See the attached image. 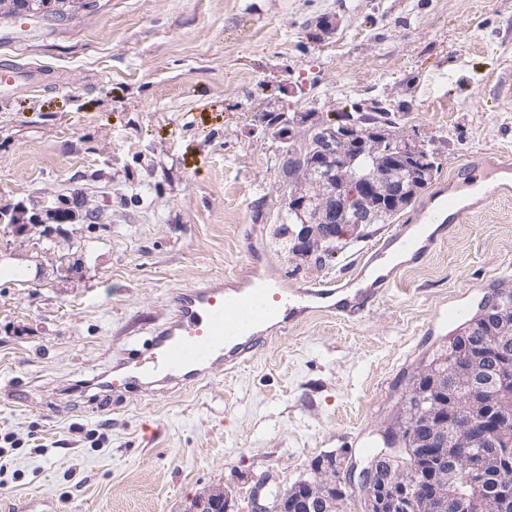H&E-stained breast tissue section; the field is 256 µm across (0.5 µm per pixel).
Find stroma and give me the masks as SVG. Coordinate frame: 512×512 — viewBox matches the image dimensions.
<instances>
[{
	"instance_id": "obj_1",
	"label": "stroma",
	"mask_w": 512,
	"mask_h": 512,
	"mask_svg": "<svg viewBox=\"0 0 512 512\" xmlns=\"http://www.w3.org/2000/svg\"><path fill=\"white\" fill-rule=\"evenodd\" d=\"M0 512H187L228 491L250 512L330 451L358 460L418 367L492 288L512 286V0H95L0 20ZM378 105L439 168L393 222L323 264L291 259L288 192L262 111ZM501 188L353 320L315 314L242 366L168 391L93 383L152 340L174 296L256 266L271 282L350 277L465 171ZM39 209L40 223L30 212ZM72 219L54 222L51 211Z\"/></svg>"
}]
</instances>
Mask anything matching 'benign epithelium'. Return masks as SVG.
<instances>
[{"label": "benign epithelium", "mask_w": 512, "mask_h": 512, "mask_svg": "<svg viewBox=\"0 0 512 512\" xmlns=\"http://www.w3.org/2000/svg\"><path fill=\"white\" fill-rule=\"evenodd\" d=\"M71 0H0V18L61 9ZM304 128L317 146L305 163L284 156L286 204L298 216L289 250L295 261H324L332 244L407 207L428 182L425 146L387 127L335 124L316 116ZM463 329L478 343L448 345L417 371L382 430L391 447L362 467L345 452L311 464L312 477L274 496H255L252 512H344L349 491L363 512H512V289L486 296ZM186 512H237L222 488L196 496Z\"/></svg>", "instance_id": "benign-epithelium-1"}]
</instances>
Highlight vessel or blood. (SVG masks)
Wrapping results in <instances>:
<instances>
[{"instance_id": "vessel-or-blood-1", "label": "vessel or blood", "mask_w": 512, "mask_h": 512, "mask_svg": "<svg viewBox=\"0 0 512 512\" xmlns=\"http://www.w3.org/2000/svg\"><path fill=\"white\" fill-rule=\"evenodd\" d=\"M442 209L459 219L468 213L449 197L437 207L425 203L417 223L397 225L362 256L357 274L348 279L288 287L263 280L252 269L177 293L171 320L155 330L150 345L135 359L98 376V388L120 395L142 386H190L213 365L248 361L275 333L311 314L357 317L384 295L401 269L432 251L448 229L436 221ZM431 223L438 229L429 234L425 227Z\"/></svg>"}]
</instances>
